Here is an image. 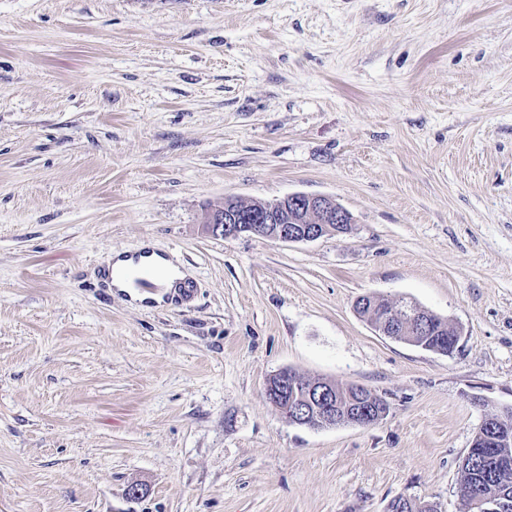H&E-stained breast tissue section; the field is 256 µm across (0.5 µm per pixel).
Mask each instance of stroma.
Returning a JSON list of instances; mask_svg holds the SVG:
<instances>
[{
    "label": "stroma",
    "instance_id": "obj_1",
    "mask_svg": "<svg viewBox=\"0 0 512 512\" xmlns=\"http://www.w3.org/2000/svg\"><path fill=\"white\" fill-rule=\"evenodd\" d=\"M293 193L351 231L204 225ZM144 242L193 302L109 286ZM366 294L457 349L378 335ZM283 369L389 413L290 423ZM510 406L512 0H0V512H459ZM400 308L390 307L392 317L396 318L404 327H411V329H423L430 323V318L433 313L422 306L408 301V303L401 304ZM458 331L442 322L441 319L436 318V322L431 323L428 331L423 336H397L399 340H415L419 343L420 347L427 351H432L439 354L449 355L452 354L457 348L459 336H456Z\"/></svg>",
    "mask_w": 512,
    "mask_h": 512
}]
</instances>
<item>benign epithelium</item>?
<instances>
[{
    "label": "benign epithelium",
    "instance_id": "7a95c632",
    "mask_svg": "<svg viewBox=\"0 0 512 512\" xmlns=\"http://www.w3.org/2000/svg\"><path fill=\"white\" fill-rule=\"evenodd\" d=\"M288 202L299 210L295 224L281 223L279 202L273 201L266 202L245 214L234 211H226L222 215L213 214L206 220V227L211 234L225 239L254 234L293 243L315 241L326 234L336 232V225L351 223L348 211L329 196L295 193L288 196ZM391 315L404 326L419 330L428 326L432 317L429 310L412 301L402 304L399 308H391ZM301 401L308 414L301 416L299 405L290 402L279 407L286 420H313L318 426L329 424L336 427L342 424L363 426L375 417V412L361 409L354 404L340 407L336 399L327 393V389L316 383L304 387Z\"/></svg>",
    "mask_w": 512,
    "mask_h": 512
}]
</instances>
